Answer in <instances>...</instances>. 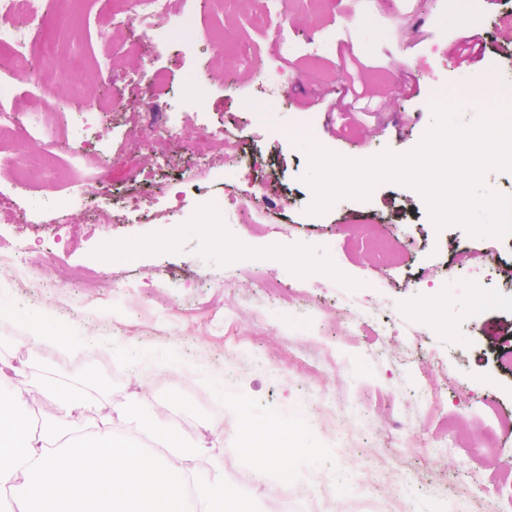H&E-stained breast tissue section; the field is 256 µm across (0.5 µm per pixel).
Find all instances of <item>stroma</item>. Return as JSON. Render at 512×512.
<instances>
[{"mask_svg":"<svg viewBox=\"0 0 512 512\" xmlns=\"http://www.w3.org/2000/svg\"><path fill=\"white\" fill-rule=\"evenodd\" d=\"M335 2L328 15L304 2L290 13L294 46L321 43L308 63L284 54L242 10L219 52L211 36L224 16L201 0H170L169 15L157 19L166 25L192 9V42H155L129 25L117 45L90 0H75L55 28L62 50L43 72L51 90L30 98L25 119L40 123L62 86L97 107L88 176L102 193L95 205L73 195L70 110L53 114L54 155L21 191L0 168V257L18 264L0 272V357L16 366L15 386L81 385L113 404L135 394L183 432L221 435L224 486L248 495L256 512H307L293 488L325 486L348 512H512V369L499 362L512 351V306L471 308L480 256L490 260L488 281L512 295V235L436 227L418 190L395 182L308 213L309 160L293 141L307 134L352 160L405 154L431 126L432 104L460 103L468 122L505 101L512 0H482L480 62L500 66L464 100L458 81L474 67L451 61L470 37L463 11L442 13L439 0H409L397 15L388 0ZM75 56L98 59L107 77L73 83ZM277 63L292 78L256 111L257 83L273 81ZM150 68L167 76L159 89L135 79ZM438 73L446 82L435 92ZM188 77L198 94L187 95ZM161 104L184 122L159 172L135 123ZM219 127L239 136L237 151L212 142ZM204 141L206 159L196 150ZM211 160L233 171L237 193L264 201L270 223L200 231L193 211L219 191ZM178 178L186 196L175 208ZM133 189L162 223L113 219L111 202ZM68 197L72 223H54L55 203ZM366 224L395 241L393 263L361 243ZM346 296L372 307L371 316L349 325ZM36 311L78 335L117 338L120 362L33 347L25 322ZM172 357L196 373L166 368ZM243 417L273 452L290 453L287 472L254 481Z\"/></svg>","mask_w":512,"mask_h":512,"instance_id":"35a3bbf8","label":"stroma"}]
</instances>
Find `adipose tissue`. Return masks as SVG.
I'll return each instance as SVG.
<instances>
[{"label":"adipose tissue","mask_w":512,"mask_h":512,"mask_svg":"<svg viewBox=\"0 0 512 512\" xmlns=\"http://www.w3.org/2000/svg\"><path fill=\"white\" fill-rule=\"evenodd\" d=\"M30 342L72 356L82 348L102 353L95 340L82 343L71 333H53L42 313L27 321ZM14 365L0 359V512H164L192 489L200 512H224V479L202 474L185 463L208 452V441L180 432L171 423L146 414L139 401L116 407L160 441V457L116 433L108 419L85 432L82 413L93 401L84 389L56 392L57 413L40 432L24 417L27 392L14 389Z\"/></svg>","instance_id":"adipose-tissue-1"}]
</instances>
